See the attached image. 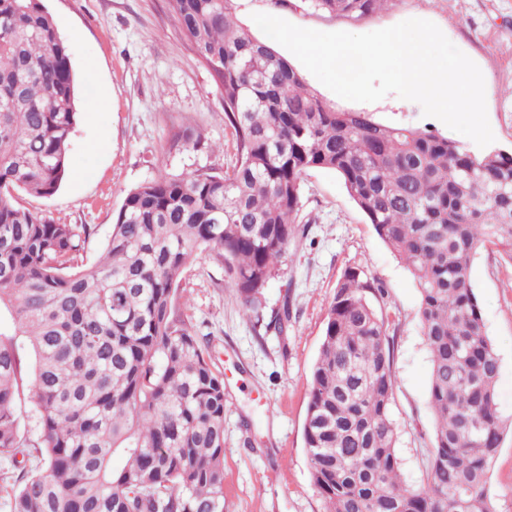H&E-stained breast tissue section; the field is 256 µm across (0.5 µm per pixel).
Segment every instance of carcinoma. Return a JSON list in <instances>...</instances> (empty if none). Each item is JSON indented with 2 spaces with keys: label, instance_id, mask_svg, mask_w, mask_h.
<instances>
[{
  "label": "carcinoma",
  "instance_id": "cac0c4a2",
  "mask_svg": "<svg viewBox=\"0 0 512 512\" xmlns=\"http://www.w3.org/2000/svg\"><path fill=\"white\" fill-rule=\"evenodd\" d=\"M355 20L387 0H309ZM219 78L231 171H162L130 189L100 253L96 228L56 224L20 194L68 175L80 104L72 53L41 0H0V458L9 512H224V374L178 312L186 268L224 256L243 315L280 335L264 290L305 227L301 180L333 170L411 271L432 369L427 480L404 486L390 410L384 289L347 271L311 370L303 433L324 512H494L503 440L499 357L471 281L488 244L512 261V153L476 155L424 130L338 111L233 19L232 0H168ZM29 371L31 408L18 405ZM39 453L26 467L17 455ZM117 451L124 465L112 468Z\"/></svg>",
  "mask_w": 512,
  "mask_h": 512
}]
</instances>
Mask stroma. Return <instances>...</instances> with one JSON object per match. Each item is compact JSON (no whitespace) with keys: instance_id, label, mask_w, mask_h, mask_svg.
I'll return each instance as SVG.
<instances>
[{"instance_id":"obj_1","label":"stroma","mask_w":512,"mask_h":512,"mask_svg":"<svg viewBox=\"0 0 512 512\" xmlns=\"http://www.w3.org/2000/svg\"><path fill=\"white\" fill-rule=\"evenodd\" d=\"M70 44L82 95L104 100L106 112L80 113L72 165L49 197L24 204L58 224L97 229L87 258L102 249L126 193L158 172L224 173L236 163L235 136L224 122L221 90L171 17L167 0H42ZM237 23L261 37L256 13L319 31L367 33L418 18L435 23L480 68L493 149L512 150V0H388L355 21L316 12L303 0H234ZM337 109L369 112L384 124L419 128L479 147L413 101L387 95L375 103L342 99L306 75ZM307 234L290 246L279 275L265 290L268 308L289 302L293 318L279 336H258L228 286L224 260L203 254L184 272L180 295L198 336L224 373V512H323L315 491L303 424L312 366L329 306L346 271L359 268L386 290L381 307L396 377L392 418L406 487H420L434 422L428 404L430 355L420 321V292L409 270L377 237L331 170L302 181ZM471 279L485 330L500 359L497 401L510 425L493 459L488 488L495 512H512V261L476 253Z\"/></svg>"}]
</instances>
